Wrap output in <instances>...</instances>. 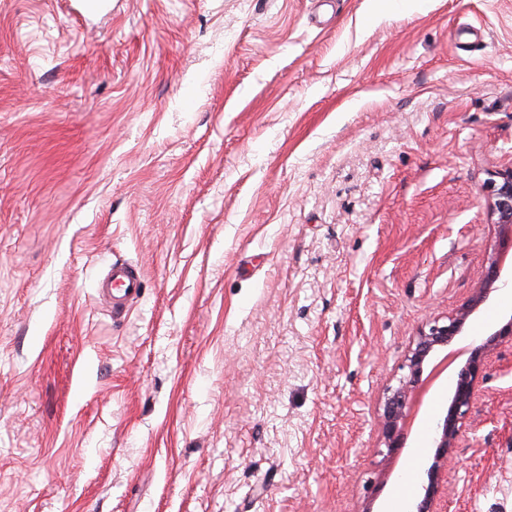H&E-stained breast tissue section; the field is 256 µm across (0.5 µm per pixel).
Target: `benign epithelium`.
<instances>
[{
    "label": "benign epithelium",
    "instance_id": "benign-epithelium-1",
    "mask_svg": "<svg viewBox=\"0 0 512 512\" xmlns=\"http://www.w3.org/2000/svg\"><path fill=\"white\" fill-rule=\"evenodd\" d=\"M482 191L487 195L492 223L500 228L496 255L488 263L475 295L453 315L436 319L419 332L414 347L402 365L403 375L396 384L385 389L379 425L384 445L390 453L403 447L401 430L411 408L412 396L434 354L447 347L463 331L470 316L491 293L512 288V262L506 263L504 255L508 235L512 233V167L491 175L483 184ZM506 341H512V315L473 349L470 358L456 373L448 408L437 419L432 430L434 463L421 474L406 512H443L440 462L448 459L456 448L488 359Z\"/></svg>",
    "mask_w": 512,
    "mask_h": 512
}]
</instances>
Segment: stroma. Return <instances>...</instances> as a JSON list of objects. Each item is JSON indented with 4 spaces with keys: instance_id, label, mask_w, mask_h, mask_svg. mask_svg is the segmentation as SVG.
I'll return each instance as SVG.
<instances>
[{
    "instance_id": "35a3bbf8",
    "label": "stroma",
    "mask_w": 512,
    "mask_h": 512,
    "mask_svg": "<svg viewBox=\"0 0 512 512\" xmlns=\"http://www.w3.org/2000/svg\"><path fill=\"white\" fill-rule=\"evenodd\" d=\"M510 167L512 0H0V512H394L450 379L388 455L383 392ZM443 475L512 512V341ZM142 275L132 264L112 263L111 269L98 284V290L109 299L113 316L127 313L130 302L139 297Z\"/></svg>"
}]
</instances>
